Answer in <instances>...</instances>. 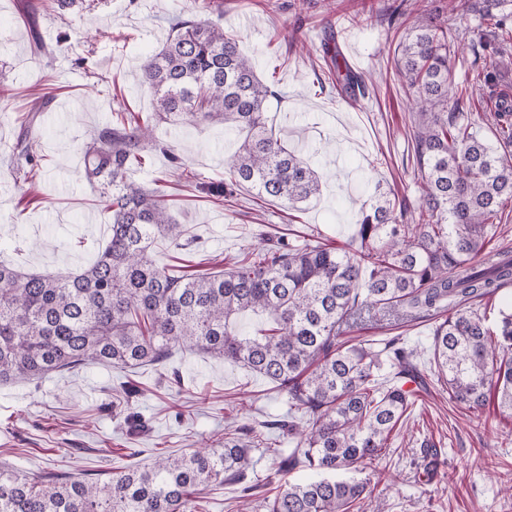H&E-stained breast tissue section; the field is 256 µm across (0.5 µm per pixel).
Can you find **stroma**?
<instances>
[{
	"label": "stroma",
	"mask_w": 512,
	"mask_h": 512,
	"mask_svg": "<svg viewBox=\"0 0 512 512\" xmlns=\"http://www.w3.org/2000/svg\"><path fill=\"white\" fill-rule=\"evenodd\" d=\"M218 2L225 31L258 74L275 82L270 127L318 172L321 191L296 208L258 202L245 189L215 203L200 186L223 181L237 139L215 126L159 125L158 140L173 148L181 166L155 151L132 176L148 186L166 179L187 243L157 241L158 266L196 273L231 265L261 238L277 240L288 228L342 245L355 233V203L369 201L377 189L418 198L408 100L393 69L403 32L390 26L386 0ZM195 12L194 0H100L96 38H86L77 16L49 18L41 21V34L58 50L37 56L16 0H0V82L10 90L0 98V260L48 272L95 260L109 237L108 215L84 177L82 149L116 113L152 112L140 63L166 40L169 19ZM450 26L455 82L474 86L470 117L494 140L495 125L482 115L500 95L512 97V51L475 61L471 43L499 36V26L472 16L451 18ZM298 30L301 49L291 44ZM329 43L366 76L369 96L349 100L319 90ZM42 95L49 103L38 117L40 169L26 182L10 170L12 145ZM183 167L195 182L180 178ZM432 327L429 321L365 322L345 335L353 344L402 337L418 371V397L386 454L354 473L368 485L364 505L378 501L385 512H512V414L491 402L476 416L449 398L433 367ZM288 409L287 394L266 378L194 350L178 348L166 364L134 369L85 365L38 382L0 385V463L31 476L84 479L151 463L162 451L216 445L225 432L261 428L287 418ZM251 456L252 478L263 492L311 477L301 468L279 469L263 449Z\"/></svg>",
	"instance_id": "stroma-1"
}]
</instances>
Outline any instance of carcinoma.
I'll return each instance as SVG.
<instances>
[{
	"instance_id": "1",
	"label": "carcinoma",
	"mask_w": 512,
	"mask_h": 512,
	"mask_svg": "<svg viewBox=\"0 0 512 512\" xmlns=\"http://www.w3.org/2000/svg\"><path fill=\"white\" fill-rule=\"evenodd\" d=\"M32 22V47L48 54L38 21L78 14L93 20L95 0H17ZM457 16L498 19L507 29L512 0H448ZM512 42L476 44L473 54L501 55ZM448 16L417 18L399 42L395 69L412 96L413 151L422 179L414 205L382 192L364 204L355 236L342 247L319 240L259 244L230 268L201 277L161 268L149 250L183 231L166 203L165 180L144 186L130 176L147 150L160 149L156 123L221 125L244 135L228 177L201 184L222 198L251 189L259 200L294 205L319 194L316 171L266 127L270 99L235 36L218 20L179 16L161 49L140 65L153 112H134L99 127L84 148L85 176L100 190L109 238L95 261L75 271L24 272L0 264V384L41 379L83 365L120 368L162 364L176 347L195 348L260 374L287 393L299 417L264 423L288 427L296 448L272 449L280 466L317 474L272 495L251 481L256 431L239 427L219 447L160 454L147 466L97 480L31 477L0 467V512H199L205 491L239 486L258 512H355L367 484L345 473L367 467L414 404L401 387L382 389L386 366L407 375L412 353L390 337L378 347L351 344L343 333L371 319H427L437 378L478 416L490 398L512 413V307L486 324L473 302L512 283V255L487 249L493 226L512 200V131L490 144L453 91ZM329 86L356 99L364 78L336 51ZM38 130L30 113L13 143L15 170L34 177ZM245 314L264 318L252 335L237 329Z\"/></svg>"
}]
</instances>
